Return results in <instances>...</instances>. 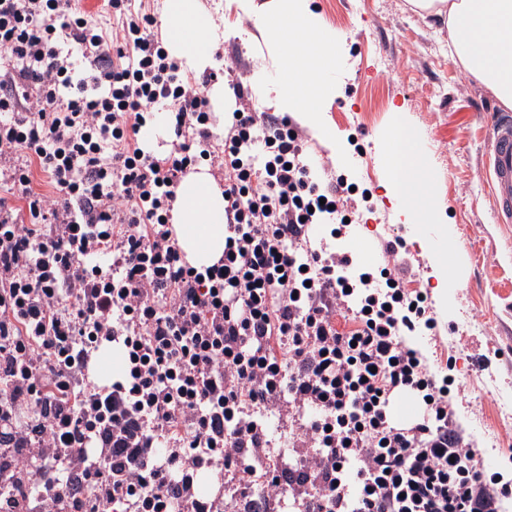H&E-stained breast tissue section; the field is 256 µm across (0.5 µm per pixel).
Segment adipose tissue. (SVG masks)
<instances>
[{"label":"adipose tissue","instance_id":"1","mask_svg":"<svg viewBox=\"0 0 512 512\" xmlns=\"http://www.w3.org/2000/svg\"><path fill=\"white\" fill-rule=\"evenodd\" d=\"M412 9L446 17L452 55L504 104L512 105V0H407ZM164 26L168 51L185 70L201 71L213 63L204 38L209 19L199 0H166ZM268 16L285 18L263 34L284 46L278 59L281 107L304 90L315 105L330 87L324 73L336 65L325 45L316 44V26L306 0H269ZM173 224L188 263L205 268L224 254V194L205 167L189 171L176 189Z\"/></svg>","mask_w":512,"mask_h":512}]
</instances>
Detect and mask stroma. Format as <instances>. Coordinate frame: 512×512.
I'll return each instance as SVG.
<instances>
[{"label":"stroma","instance_id":"1","mask_svg":"<svg viewBox=\"0 0 512 512\" xmlns=\"http://www.w3.org/2000/svg\"><path fill=\"white\" fill-rule=\"evenodd\" d=\"M264 2L201 0L215 33L213 85L223 86L225 97L224 109L211 112L213 150L222 149L224 126L239 106L234 84H243L266 120L287 115L277 97L280 48L260 32ZM310 9L336 55L334 92L318 105L315 123L299 111L287 116L314 169L369 189L372 197L370 211L354 215L346 236L330 238L321 224L308 235L349 253L353 263L343 274L353 280L364 267L397 257L411 266L412 285L427 290L438 333L409 342L433 368L454 360L453 419L465 443L512 481V421L497 416L512 401V225L493 217L483 118L505 106L451 58L446 22L412 11L407 0H311ZM398 132L423 162L414 206L431 222L428 234L389 201ZM395 238L404 246L393 256L385 245Z\"/></svg>","mask_w":512,"mask_h":512}]
</instances>
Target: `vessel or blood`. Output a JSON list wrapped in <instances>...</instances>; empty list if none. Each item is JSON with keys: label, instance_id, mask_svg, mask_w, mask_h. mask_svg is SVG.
Returning a JSON list of instances; mask_svg holds the SVG:
<instances>
[{"label": "vessel or blood", "instance_id": "1", "mask_svg": "<svg viewBox=\"0 0 512 512\" xmlns=\"http://www.w3.org/2000/svg\"><path fill=\"white\" fill-rule=\"evenodd\" d=\"M487 160L495 215L498 223L512 224V114L487 116Z\"/></svg>", "mask_w": 512, "mask_h": 512}]
</instances>
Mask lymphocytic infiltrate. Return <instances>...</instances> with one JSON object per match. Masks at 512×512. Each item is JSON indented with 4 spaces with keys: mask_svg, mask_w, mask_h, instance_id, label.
<instances>
[{
    "mask_svg": "<svg viewBox=\"0 0 512 512\" xmlns=\"http://www.w3.org/2000/svg\"><path fill=\"white\" fill-rule=\"evenodd\" d=\"M107 6L109 36L71 0H0V512H225L228 496L243 512H498L451 378L405 342L436 327L407 266L351 281L350 256L307 245L326 218L345 234L349 185L313 180L291 120L246 105L210 152L207 100L152 15ZM158 104L181 141L163 157L138 142ZM200 158L224 182V255L201 270L169 227ZM106 342L122 371L95 387L85 368ZM399 389L427 410L403 428ZM271 403L305 418L294 464L266 463ZM204 468L224 495L197 496Z\"/></svg>",
    "mask_w": 512,
    "mask_h": 512,
    "instance_id": "obj_1",
    "label": "lymphocytic infiltrate"
}]
</instances>
